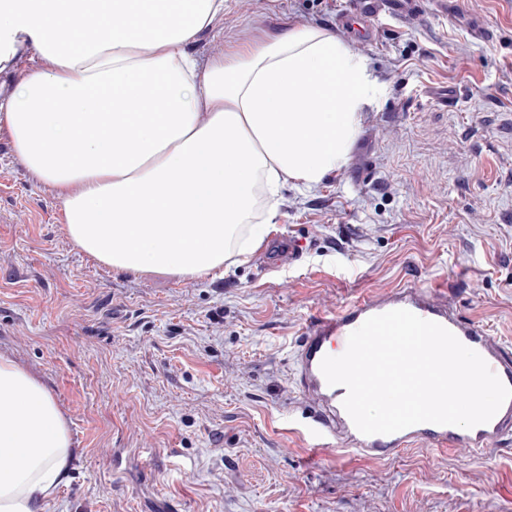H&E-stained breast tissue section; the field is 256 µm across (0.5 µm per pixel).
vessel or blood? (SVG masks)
Wrapping results in <instances>:
<instances>
[{
  "mask_svg": "<svg viewBox=\"0 0 512 512\" xmlns=\"http://www.w3.org/2000/svg\"><path fill=\"white\" fill-rule=\"evenodd\" d=\"M381 5L382 0H349L345 17L365 21L378 15ZM395 309L409 310L451 331L464 346L487 362L505 386L512 388L511 348L450 308L443 287L430 290L401 287L382 295L358 298L339 311L321 316L295 342L292 355L296 381L316 407L306 424L311 437L326 447L341 436L353 452L376 457L423 443L443 452L462 446L482 450L512 436V399L506 401L489 422L468 429L421 423L392 434L365 435L356 428L343 407L346 388L329 385L320 364L324 357L343 354L349 335L369 317Z\"/></svg>",
  "mask_w": 512,
  "mask_h": 512,
  "instance_id": "obj_1",
  "label": "vessel or blood"
}]
</instances>
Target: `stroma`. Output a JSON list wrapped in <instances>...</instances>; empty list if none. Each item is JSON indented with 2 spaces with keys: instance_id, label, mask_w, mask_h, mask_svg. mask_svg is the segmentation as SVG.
Returning a JSON list of instances; mask_svg holds the SVG:
<instances>
[{
  "instance_id": "35a3bbf8",
  "label": "stroma",
  "mask_w": 512,
  "mask_h": 512,
  "mask_svg": "<svg viewBox=\"0 0 512 512\" xmlns=\"http://www.w3.org/2000/svg\"><path fill=\"white\" fill-rule=\"evenodd\" d=\"M346 0H228L200 60L290 26L329 31L377 85L349 161L283 188L270 232L223 273L115 274L0 132V354L50 387L74 457L49 512H512V439L383 458L320 451L291 349L361 295L444 282L512 347V0H418L357 43ZM303 244L263 274L279 235Z\"/></svg>"
}]
</instances>
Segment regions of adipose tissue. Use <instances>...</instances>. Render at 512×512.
Returning <instances> with one entry per match:
<instances>
[{
	"instance_id": "adipose-tissue-1",
	"label": "adipose tissue",
	"mask_w": 512,
	"mask_h": 512,
	"mask_svg": "<svg viewBox=\"0 0 512 512\" xmlns=\"http://www.w3.org/2000/svg\"><path fill=\"white\" fill-rule=\"evenodd\" d=\"M226 0H0V72L38 62L0 98L17 158L59 192L74 243L112 271L194 279L268 234L285 185L347 161L376 94L325 30L290 27L200 61ZM100 27L92 44L61 25ZM0 512H45L72 439L48 385L0 355Z\"/></svg>"
}]
</instances>
